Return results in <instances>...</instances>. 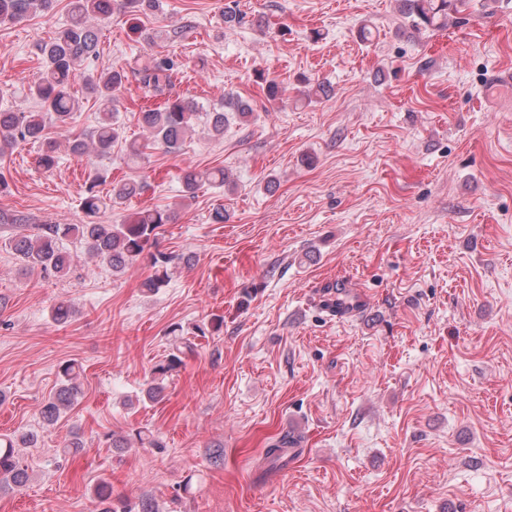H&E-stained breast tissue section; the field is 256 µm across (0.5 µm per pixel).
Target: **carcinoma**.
Instances as JSON below:
<instances>
[{
  "label": "carcinoma",
  "mask_w": 512,
  "mask_h": 512,
  "mask_svg": "<svg viewBox=\"0 0 512 512\" xmlns=\"http://www.w3.org/2000/svg\"><path fill=\"white\" fill-rule=\"evenodd\" d=\"M452 0H402L403 11L414 27L437 29L443 25ZM54 6V0H0V22L12 21L27 15L45 13ZM112 12V0H69V21L53 37L41 40L37 49L44 63V70L37 83L29 87V95L36 101L38 109L30 112L0 110V159L9 150L23 142H38L41 150L38 164L49 171L58 163V142L48 136L47 125H65L79 105L71 83L77 67L97 56L99 37L90 25V18ZM132 70L150 98L157 99L152 105L141 109L140 120L149 134L145 142L136 140L125 143L127 161L137 164L148 156V150L161 148L167 153L181 150L186 135L202 120L209 135L214 139L224 137V129L233 116L241 122L248 121L254 109L243 98L227 93L224 102L210 109H203L184 97L172 93L178 74L177 63L168 57L147 56L134 61ZM126 78L124 69L84 72V86L102 106L99 121L88 136L77 135L68 142L71 154L83 157L90 153L100 159L112 156L115 143L124 140L122 123L118 117L119 92ZM262 91L271 104L282 101L283 88L274 79L261 78ZM108 169H94L90 184L82 198L81 206L86 220L82 224H26L9 239V246L27 272L38 271L43 275L65 278L76 266L78 255L65 247V241L74 239L86 254L108 266L112 274H120L132 267L144 253L150 254L152 273L141 282L147 293H155L168 285L172 275L173 257L164 253L153 254L159 230L173 221L170 211L160 207H146L117 223L106 218L112 203L141 194L143 186L134 181H119L112 184V194L105 198L96 191L97 184L106 181ZM185 198L193 199L200 187L208 185L222 188L230 186V176L222 168L198 170L188 166L181 171ZM336 313H350L358 308V300L341 287H335L328 297ZM174 336L167 359L152 370V381L146 390L152 402L164 399L163 381L182 363L181 355L191 352L194 343L181 338L183 329L175 326L170 330ZM62 385L44 402L40 410L43 427L55 425L78 403L81 388L77 383L79 368L67 363L60 370ZM39 434L22 431L11 437L0 438V490H20L25 487L30 474L23 464L20 449L37 445ZM158 448L159 441L151 434L139 430L130 439L122 435H111V448ZM297 447V439L284 437L265 449V458L272 464L288 463L294 454L288 449ZM98 512H131L126 503H112V485L102 480L92 491Z\"/></svg>",
  "instance_id": "obj_1"
}]
</instances>
